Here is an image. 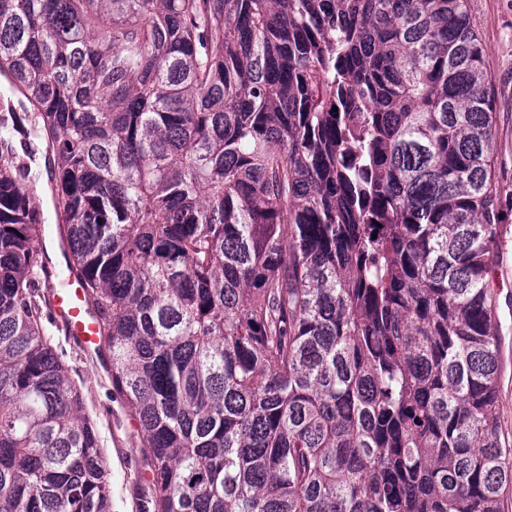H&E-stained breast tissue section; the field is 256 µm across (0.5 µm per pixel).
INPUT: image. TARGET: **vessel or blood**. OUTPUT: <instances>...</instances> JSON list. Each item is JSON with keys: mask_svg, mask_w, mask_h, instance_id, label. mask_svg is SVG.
Instances as JSON below:
<instances>
[{"mask_svg": "<svg viewBox=\"0 0 512 512\" xmlns=\"http://www.w3.org/2000/svg\"><path fill=\"white\" fill-rule=\"evenodd\" d=\"M45 279L49 288L50 310L56 322L77 346L88 352L96 350L98 326L84 302L75 276L65 272L56 262L47 264Z\"/></svg>", "mask_w": 512, "mask_h": 512, "instance_id": "1", "label": "vessel or blood"}]
</instances>
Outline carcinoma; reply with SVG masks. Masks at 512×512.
Returning a JSON list of instances; mask_svg holds the SVG:
<instances>
[{
	"label": "carcinoma",
	"mask_w": 512,
	"mask_h": 512,
	"mask_svg": "<svg viewBox=\"0 0 512 512\" xmlns=\"http://www.w3.org/2000/svg\"><path fill=\"white\" fill-rule=\"evenodd\" d=\"M0 72V512H110L16 136L50 161L145 512H500L466 0H0Z\"/></svg>",
	"instance_id": "carcinoma-1"
}]
</instances>
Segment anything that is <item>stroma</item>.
<instances>
[{
    "instance_id": "35a3bbf8",
    "label": "stroma",
    "mask_w": 512,
    "mask_h": 512,
    "mask_svg": "<svg viewBox=\"0 0 512 512\" xmlns=\"http://www.w3.org/2000/svg\"><path fill=\"white\" fill-rule=\"evenodd\" d=\"M467 7L484 48L494 112L491 178L500 237L488 280L499 338V433L512 462V0H468ZM52 340L70 377L81 387L87 413L97 427L112 512H142L149 492L146 455L137 437V421L113 388L105 357L86 355L58 330Z\"/></svg>"
}]
</instances>
